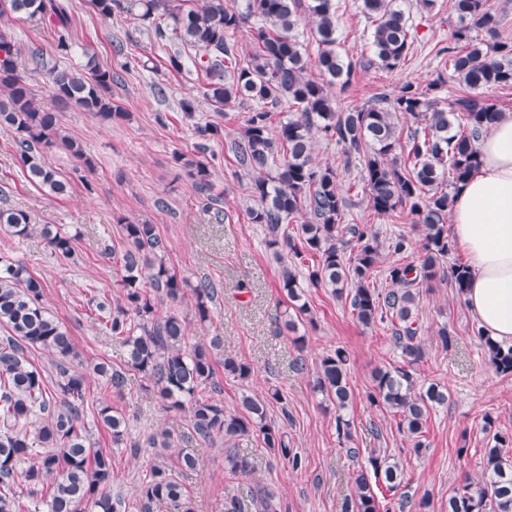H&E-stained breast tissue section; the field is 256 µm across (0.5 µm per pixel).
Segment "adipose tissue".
Segmentation results:
<instances>
[{
    "label": "adipose tissue",
    "instance_id": "1",
    "mask_svg": "<svg viewBox=\"0 0 512 512\" xmlns=\"http://www.w3.org/2000/svg\"><path fill=\"white\" fill-rule=\"evenodd\" d=\"M477 170L455 192L450 232L470 271L464 298L494 341L512 345V113L484 132Z\"/></svg>",
    "mask_w": 512,
    "mask_h": 512
}]
</instances>
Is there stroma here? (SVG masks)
Listing matches in <instances>:
<instances>
[{"instance_id":"1","label":"stroma","mask_w":512,"mask_h":512,"mask_svg":"<svg viewBox=\"0 0 512 512\" xmlns=\"http://www.w3.org/2000/svg\"><path fill=\"white\" fill-rule=\"evenodd\" d=\"M354 2L334 0L337 50L354 64L349 84L331 89L338 106L359 105L377 94H395L407 82L423 88L441 73L448 80L434 93L439 103L469 93L493 99L503 110L512 111V87L471 91L452 78L450 60L443 52L456 24L451 0H435L430 8L422 0H400L415 28V43L406 60L392 71L367 66L372 55L370 24ZM70 4L74 19L71 47L58 56V64L79 69L92 57L102 67L126 65L121 83L112 87V100L130 117L103 123L73 108L60 112L61 127L80 140L96 162L89 172L64 151L45 154L46 165L72 187L65 198L27 181L12 152L16 134L0 127V207L24 210L32 223L56 224L76 235L75 254L67 262L52 254L36 234L18 239L0 232V251L12 254L42 281L46 306L74 338L91 395L99 396L101 385L94 365L106 362L119 368L125 359L124 347L108 337L102 315L95 309L96 302L119 297L121 271L111 251L121 242L115 218L122 215L137 224L156 225L169 243V262L184 276L193 281L207 278L216 284L211 323H199L191 303H184L182 311L187 317V344L205 343L221 335L225 355L246 361L254 369L245 383L219 373L225 412L238 411L242 392L263 395L279 390L283 400L268 403L267 418L282 425L291 446L307 459L304 470L292 471L287 460L252 435L241 439L239 446L254 460L255 470L247 476H233L224 468L222 444L200 449L199 468L184 478L196 512H224L225 497L245 495L257 480L277 492L284 512H344L356 463L338 442L333 406L313 388L322 353L339 346L350 355L348 379L355 402L347 416L354 447L364 456L371 449H384L400 463L404 482L398 494L405 503L404 512H448V498L464 477H482L485 450L493 444L491 434L483 429L484 416L494 417L498 429L512 432V376L497 374L489 365L472 332L476 322L448 275L451 267L464 264L461 252L449 249L442 274L421 286L415 309L424 351L417 381H436L448 388V403L431 410L427 446L416 454L398 431L393 413L366 402L373 371L401 359L392 340L394 319L363 325L348 298L313 287L304 277L300 286L311 318L298 322L297 327L307 338L305 349L295 348L284 328L286 303L277 289L280 264L265 245L263 226L249 220L248 209L253 204L249 177L230 149L252 108L251 101L236 100L223 111H214L202 98L204 76L194 66L191 47L175 39L159 41L153 26L128 14L103 18L91 0H70ZM0 33L15 44L23 68L29 67L33 51L50 50L55 40L45 25L13 16L0 17ZM176 51L183 62L178 72L168 64L169 54ZM186 98L198 102L191 122L180 109ZM198 122H213L224 129L223 138L210 141L203 156L223 200L220 224L210 223L191 179L173 159L178 152L195 156L194 125ZM312 152L315 162L336 170L340 192L348 202L345 223L366 224L376 231L382 249L371 282L380 289L390 287L389 268L418 259L422 227L415 225L405 208L388 216L375 214L367 202L361 170L344 169L335 143L315 136ZM400 235L408 237L413 246L396 254L390 244ZM443 330L450 337L446 345L439 339ZM145 385L140 375L129 374L123 395L110 398L113 407L129 419L130 439L138 441L161 429L176 436L186 431L187 411L166 410ZM85 424L93 440L111 455L112 496L133 500L154 462L153 449L134 453L113 447L94 414H87ZM425 497L430 504L424 509L420 502Z\"/></svg>"}]
</instances>
